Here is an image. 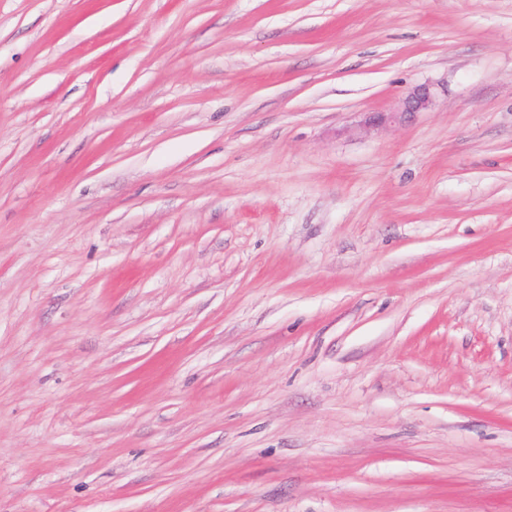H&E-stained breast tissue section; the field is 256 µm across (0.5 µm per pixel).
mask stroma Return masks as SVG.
Instances as JSON below:
<instances>
[{"label":"stroma","instance_id":"obj_1","mask_svg":"<svg viewBox=\"0 0 512 512\" xmlns=\"http://www.w3.org/2000/svg\"><path fill=\"white\" fill-rule=\"evenodd\" d=\"M0 512H512V0H0ZM434 93L426 85L410 89L403 99L401 112H376L369 116L367 123L370 126H382L397 121L404 113L420 112L433 104Z\"/></svg>","mask_w":512,"mask_h":512}]
</instances>
